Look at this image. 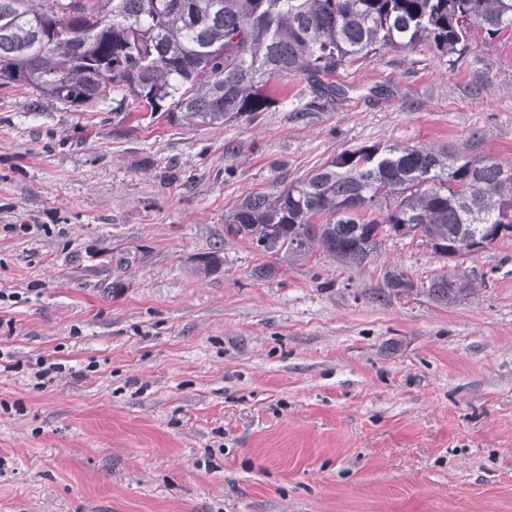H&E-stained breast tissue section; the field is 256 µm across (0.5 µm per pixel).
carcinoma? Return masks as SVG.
Masks as SVG:
<instances>
[{"label": "carcinoma", "instance_id": "carcinoma-1", "mask_svg": "<svg viewBox=\"0 0 512 512\" xmlns=\"http://www.w3.org/2000/svg\"><path fill=\"white\" fill-rule=\"evenodd\" d=\"M0 0V88H27L73 107L124 91L174 122L222 125L268 105L274 75L327 77L381 49L451 53L475 29H512V0ZM512 227V165L428 146L347 150L310 175L237 203L227 235L275 256L259 273L307 262L373 260L409 237L453 262L415 289L398 269L381 296L414 291L442 305L476 294L458 260L477 237Z\"/></svg>", "mask_w": 512, "mask_h": 512}]
</instances>
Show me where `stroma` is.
Returning <instances> with one entry per match:
<instances>
[{"mask_svg":"<svg viewBox=\"0 0 512 512\" xmlns=\"http://www.w3.org/2000/svg\"><path fill=\"white\" fill-rule=\"evenodd\" d=\"M334 79L274 76L265 111L220 128L0 89V350L20 364L0 372V512H512L511 235L448 306L381 298L386 272L448 264L409 239L262 279L224 231L354 147L512 164V35ZM41 357L62 369L39 389Z\"/></svg>","mask_w":512,"mask_h":512,"instance_id":"stroma-1","label":"stroma"}]
</instances>
